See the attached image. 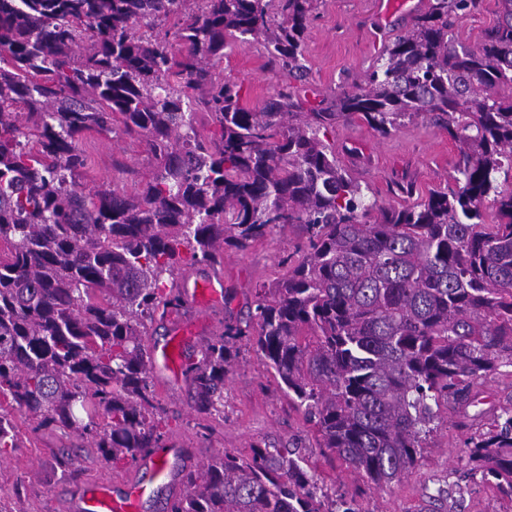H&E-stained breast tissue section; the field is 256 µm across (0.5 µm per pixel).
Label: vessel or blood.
Masks as SVG:
<instances>
[{
    "instance_id": "1",
    "label": "vessel or blood",
    "mask_w": 512,
    "mask_h": 512,
    "mask_svg": "<svg viewBox=\"0 0 512 512\" xmlns=\"http://www.w3.org/2000/svg\"><path fill=\"white\" fill-rule=\"evenodd\" d=\"M214 278L198 279L193 284H182L181 293L189 302L187 314H176L171 318L172 336L170 342L160 348H152L151 358L155 369L176 374L181 364L182 341L204 334V314L215 303ZM168 451L153 449L142 461L153 477V482L164 485L171 478L168 467ZM148 485L133 481L127 483L123 495H115L111 485L91 482L78 494L74 501V512H136L140 500L149 493Z\"/></svg>"
}]
</instances>
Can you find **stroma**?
I'll return each mask as SVG.
<instances>
[{
    "label": "stroma",
    "instance_id": "stroma-1",
    "mask_svg": "<svg viewBox=\"0 0 512 512\" xmlns=\"http://www.w3.org/2000/svg\"><path fill=\"white\" fill-rule=\"evenodd\" d=\"M377 6L378 0H314L306 31L304 88L329 99L361 84L387 42L411 23L409 16L398 15L385 32H378ZM500 11V0H482L479 11L460 19L455 39L477 48L484 31L497 23ZM215 73L242 83L243 102L253 110L261 109L290 82L286 72L270 64L259 45L227 52ZM328 140L339 164L364 186L367 198L387 206L406 207L432 190L447 188L459 158L458 145L447 132L422 118L385 138L360 123H342ZM81 147L88 166L79 171L76 181L87 191L115 186L131 191L157 168L155 157L138 136L89 131ZM402 183L411 185V192L399 191ZM305 251L299 228H276L245 250H226L221 266L184 265L178 277L192 280L220 274L222 281L216 286L220 301L210 317L219 325H235L247 320L259 288L285 274L289 262ZM238 360L237 373L224 387V416L206 424L192 409L194 390L188 374H180L169 386H156L168 416V463L175 480L144 498L138 512H168L169 501L182 492L187 473L223 450L245 452L260 440L304 448L311 469L328 492L355 499L360 512H435L440 500L453 512H512V502L502 499L480 476L467 475L459 459L469 434L489 422L500 405L512 401V376L487 380L482 403L468 408L467 419L440 407L416 465L399 482L378 491L335 455L319 448L315 429L294 408L279 378L266 368L251 342H240ZM19 430L20 448L0 461V495L16 512H71L73 499L88 482L109 483L118 475L146 477L142 464L115 472L81 449L76 452L75 473L62 476L56 454L67 445V438L48 431L31 433L24 422Z\"/></svg>",
    "mask_w": 512,
    "mask_h": 512
}]
</instances>
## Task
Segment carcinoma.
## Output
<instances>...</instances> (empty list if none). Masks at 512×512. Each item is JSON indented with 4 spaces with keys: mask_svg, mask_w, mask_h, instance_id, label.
I'll return each instance as SVG.
<instances>
[{
    "mask_svg": "<svg viewBox=\"0 0 512 512\" xmlns=\"http://www.w3.org/2000/svg\"><path fill=\"white\" fill-rule=\"evenodd\" d=\"M502 3L475 50L453 31L480 0H430L358 90L311 106L279 94L255 112L216 64L259 44L304 78L313 0H0V460L18 447V414L114 467L167 447L143 335L183 305L178 266H217L224 250L296 226L306 255L257 293L245 325L207 341L193 409L224 412L247 336L319 447L376 490L409 472L435 407L478 402L475 388L512 368ZM199 109L209 136L195 131ZM418 117L459 144V187L401 208L366 202L323 136L359 120L386 137ZM118 123L145 138L156 172L131 192L86 194L82 134ZM460 460L512 499V403ZM183 484L170 512H361L319 487L304 451L265 441L224 450Z\"/></svg>",
    "mask_w": 512,
    "mask_h": 512,
    "instance_id": "obj_1",
    "label": "carcinoma"
}]
</instances>
